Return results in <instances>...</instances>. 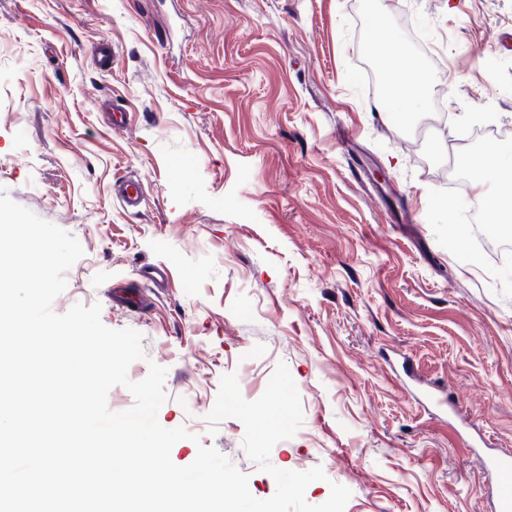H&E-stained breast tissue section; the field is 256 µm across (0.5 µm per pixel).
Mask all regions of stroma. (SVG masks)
I'll return each mask as SVG.
<instances>
[{"instance_id":"1","label":"stroma","mask_w":512,"mask_h":512,"mask_svg":"<svg viewBox=\"0 0 512 512\" xmlns=\"http://www.w3.org/2000/svg\"><path fill=\"white\" fill-rule=\"evenodd\" d=\"M378 20L402 57L370 53ZM409 67L408 121L370 74ZM488 119L512 134V0H0V187L84 251L54 312L97 303L139 332L129 379L167 368L158 422L200 437L173 462L215 446L259 499L276 482L243 423L207 415L222 376L253 401L282 362L303 420L270 461L323 468L307 503L335 482L345 512H491L469 442L512 451V272L476 228L455 239L494 141L466 132ZM157 263L163 288L141 277ZM115 280L145 310L113 306ZM116 194L124 208L137 209L142 202V188L138 179L127 178L116 186Z\"/></svg>"}]
</instances>
